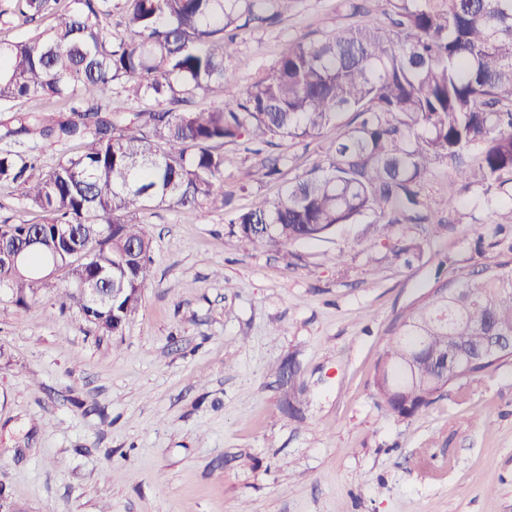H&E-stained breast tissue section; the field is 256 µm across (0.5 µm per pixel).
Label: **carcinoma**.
<instances>
[{"instance_id":"cac0c4a2","label":"carcinoma","mask_w":512,"mask_h":512,"mask_svg":"<svg viewBox=\"0 0 512 512\" xmlns=\"http://www.w3.org/2000/svg\"><path fill=\"white\" fill-rule=\"evenodd\" d=\"M9 0L0 21L54 25L21 41L0 42V107L18 98L68 99L67 112H18L3 124L0 183L21 188L42 214L35 223L0 224L9 245L30 237L42 249L16 269L0 261V285L19 306L38 299L53 270H64L66 302L87 321L120 332L151 278L152 237L137 212L168 204L203 212L224 208L226 144L273 146L312 137L344 114L352 121L330 144L325 165L288 183L230 219V233L255 247L320 239L342 224L372 219L389 237L397 224L448 229L421 198L434 162L448 166L460 190L490 194L512 183V0H385L386 21L338 27L304 38L262 70L232 104L194 105L232 78L237 31L282 17L296 0ZM124 34L105 31L113 10ZM119 84L145 106L113 104ZM76 142L80 150L41 174L20 137ZM259 156L252 175L279 173L281 159ZM125 292L113 309L90 312L83 288ZM464 288L465 319L451 333L427 323L441 289ZM512 327V257L466 275L436 279L395 317L372 380L384 409L411 418L431 404L419 384L389 395L388 368L401 378L415 359L418 378L447 388L441 365L459 346L481 352L485 325ZM429 340L416 354L418 337Z\"/></svg>"}]
</instances>
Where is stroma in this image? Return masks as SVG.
I'll return each mask as SVG.
<instances>
[{"mask_svg":"<svg viewBox=\"0 0 512 512\" xmlns=\"http://www.w3.org/2000/svg\"><path fill=\"white\" fill-rule=\"evenodd\" d=\"M342 0H296L238 38L223 99L240 97L292 42L352 23ZM342 124L284 140L259 184L244 145H225L231 209L277 195L323 163ZM430 206L457 195L452 227L369 224L253 249L231 209L160 205L153 276L120 333L66 306L64 272L28 307L0 285V487L25 512H512V361L448 386L409 419L372 391L397 312L436 278L512 247V188L486 202L445 165L421 182ZM411 248V263L392 245ZM342 262H333L336 253ZM292 362V379L277 365Z\"/></svg>","mask_w":512,"mask_h":512,"instance_id":"1","label":"stroma"}]
</instances>
